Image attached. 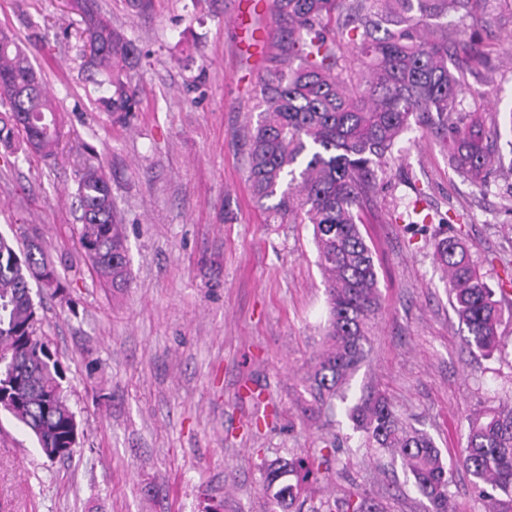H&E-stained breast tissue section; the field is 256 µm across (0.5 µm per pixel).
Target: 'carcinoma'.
<instances>
[{"label": "carcinoma", "mask_w": 512, "mask_h": 512, "mask_svg": "<svg viewBox=\"0 0 512 512\" xmlns=\"http://www.w3.org/2000/svg\"><path fill=\"white\" fill-rule=\"evenodd\" d=\"M84 0H69L87 36L82 55L85 80L108 85L97 98L113 121L135 111L129 70L135 46L105 18L87 13ZM476 0H272L276 28L265 73L256 89L257 120L243 131L248 182L271 224H310L317 264L326 286L328 317L323 347L307 378L304 411L332 409L346 400L343 387L366 357L368 336L380 308L374 250L361 230L378 172L402 135L417 125L440 139L453 169L475 183L503 167L494 147L497 132L485 129L478 111L459 109L465 88L448 60L476 57L463 36L448 38V14H472ZM0 147L50 159L56 155L62 117L40 73L13 34L0 28ZM397 216L431 224L419 207ZM75 198L81 210L78 243L101 281L131 285L125 227L117 223L110 178L103 160L84 164ZM434 260L448 277V292L467 344L483 355L508 356L499 336L506 289L512 275L491 288L463 241L462 228L439 224ZM39 271L48 288L64 291L62 276L42 246L29 240L18 253L0 236V411L34 438L40 453L64 448L79 434L67 403L63 370L38 334L40 304L30 298ZM348 417L374 448L399 452L431 512H449L454 471L434 441L400 418L382 393L350 408ZM469 434L462 466L486 512H512V403L466 415ZM270 504L299 501L311 470L303 458L262 460ZM324 512H373L369 497L326 500Z\"/></svg>", "instance_id": "cac0c4a2"}]
</instances>
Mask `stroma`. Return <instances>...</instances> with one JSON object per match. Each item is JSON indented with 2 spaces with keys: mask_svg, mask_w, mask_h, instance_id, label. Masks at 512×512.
<instances>
[{
  "mask_svg": "<svg viewBox=\"0 0 512 512\" xmlns=\"http://www.w3.org/2000/svg\"><path fill=\"white\" fill-rule=\"evenodd\" d=\"M234 0H99L137 48L139 106L114 123L80 73L78 17L65 0H0L63 114L57 160L0 156V234L23 248L38 235L70 281L68 300L33 288L40 330L65 369L83 436L48 461L0 412V500L13 512H267L261 459L337 450L307 483V508L367 492L385 512H428L399 457L365 447L345 408L382 392L455 468V512H484L458 461L467 413L512 400V366L472 354L433 260L434 227L393 223L416 189L434 217L463 215L464 237L488 284L512 264V183L457 174L432 137L406 132L401 159L378 176L362 231L377 262L381 310L368 354L334 414L307 418L305 378L322 347L326 294L312 227L270 224L247 183L244 126L257 115L259 74L231 27ZM487 56L464 70L486 93L512 160V0H479L449 16ZM106 165L116 219L126 227L130 288L104 287L78 245L77 160Z\"/></svg>",
  "mask_w": 512,
  "mask_h": 512,
  "instance_id": "stroma-1",
  "label": "stroma"
}]
</instances>
